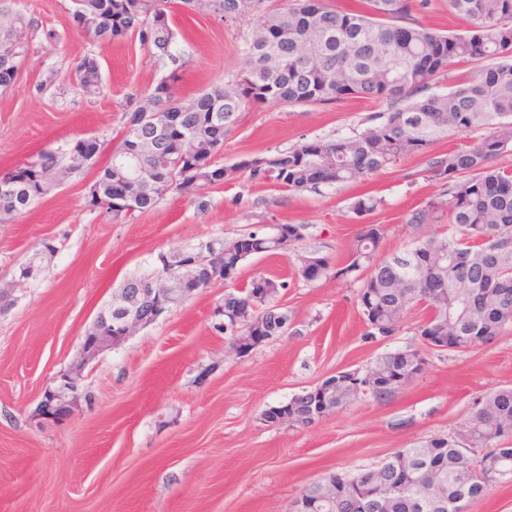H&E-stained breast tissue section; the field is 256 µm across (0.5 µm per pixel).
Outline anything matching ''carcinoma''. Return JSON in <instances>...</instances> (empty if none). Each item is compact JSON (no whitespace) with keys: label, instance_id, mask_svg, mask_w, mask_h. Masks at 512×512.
I'll list each match as a JSON object with an SVG mask.
<instances>
[{"label":"carcinoma","instance_id":"carcinoma-1","mask_svg":"<svg viewBox=\"0 0 512 512\" xmlns=\"http://www.w3.org/2000/svg\"><path fill=\"white\" fill-rule=\"evenodd\" d=\"M0 0V87L10 86L17 60L29 51L32 22L18 8ZM358 9L339 10L328 0H72L77 32L94 41H112L129 33L154 54L175 62L179 11H205L226 21L247 23L240 77L215 86L188 102L176 96L172 71L148 96L155 123L141 126L129 113L119 144L97 169L87 199L104 207L115 221L152 208L165 194L201 196L203 190L231 180L241 171L252 180L299 190L320 184L365 181L426 154L448 135L484 129L464 147L433 157L430 177L446 193L417 211L411 222L424 224L448 213L455 235L429 238L402 255L379 258L384 228L366 224L350 248L348 264L333 268L320 258L319 277L346 279L368 271L357 291L365 321L364 339L374 341L400 329L410 305L424 308L418 334L452 331L449 346L464 351L489 343L512 324V170L493 160L512 149V0H448L470 29L446 34L421 24L414 14L430 0H361ZM477 65L472 78H455L454 67ZM87 95L103 89L100 64L84 58L76 67ZM448 81L439 92V80ZM346 97L386 104L373 124L352 136L312 139L273 155L227 168L220 162L224 133L250 105L273 101L285 106L328 104ZM101 143L78 138L3 175L9 190L0 191V223L14 221L56 188V177L95 167ZM382 200L362 195L352 210L365 215ZM306 225L286 224L279 234L248 233L255 255L274 254L305 239ZM134 275L124 288L173 268V257ZM285 287L257 278L224 293V313H251L243 329L222 330L243 339L278 336L288 312L275 302ZM423 361L417 350L387 353L368 370L379 381L414 378L413 365ZM354 397L338 393L317 409L323 417ZM301 425L311 417L312 397L291 399ZM512 427V387L485 393L474 402L466 421L467 441L457 446L451 435L417 442L394 451L381 465L356 473L336 474V501L320 512H448V501L466 487L469 500L486 492V471L512 482V447H499Z\"/></svg>","mask_w":512,"mask_h":512}]
</instances>
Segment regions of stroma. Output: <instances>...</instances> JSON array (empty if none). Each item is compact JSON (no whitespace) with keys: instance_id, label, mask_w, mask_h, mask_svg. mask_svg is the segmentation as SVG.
<instances>
[{"instance_id":"obj_1","label":"stroma","mask_w":512,"mask_h":512,"mask_svg":"<svg viewBox=\"0 0 512 512\" xmlns=\"http://www.w3.org/2000/svg\"><path fill=\"white\" fill-rule=\"evenodd\" d=\"M21 7L34 24L32 46L13 84L0 88V174L75 138H99L97 162L105 164L127 113L174 71L172 63L135 35L111 42L81 36L71 0H21ZM174 24L184 61L179 98L237 78L245 24L205 12L176 14ZM87 56L101 66L104 89L95 96L83 94L75 71ZM41 82L47 88L39 94ZM383 109L350 97L255 105L225 136L221 162L232 167L307 140L345 137ZM468 140L452 131L429 154L367 181L302 191L240 172L203 197L169 193L119 222L89 206L88 170L23 217L0 223V286L13 299L0 311V512H290L303 487L322 474L373 468L395 449L455 433L479 396L512 387V325L465 351L433 350L416 331L425 311L412 305L390 340L368 342L356 299L365 272L306 281L296 271L309 254L342 266L367 224L383 226L384 256L451 234L445 222L415 224L411 217L442 190L427 172L429 155ZM363 194L383 203L359 216L351 205ZM280 224L305 225L304 241L253 257L240 280L285 282L279 300L292 323L287 335L242 358L227 354V338L212 321L227 287L215 285L100 353L83 372L71 416L37 425L43 389L79 358L86 331L125 278L159 254L207 238L228 243L258 229L270 233ZM48 240L55 253L43 256L35 278L19 279V266ZM406 349L419 351L423 369L392 398L362 394L302 428L265 421L267 410L322 379Z\"/></svg>"}]
</instances>
